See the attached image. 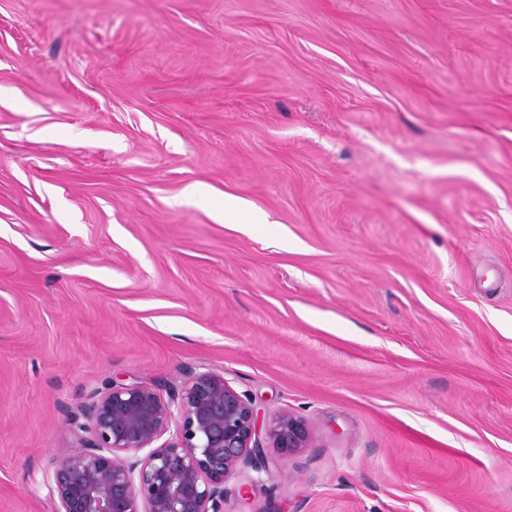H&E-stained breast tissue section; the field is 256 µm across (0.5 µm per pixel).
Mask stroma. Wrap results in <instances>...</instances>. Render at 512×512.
<instances>
[{
    "label": "stroma",
    "instance_id": "1",
    "mask_svg": "<svg viewBox=\"0 0 512 512\" xmlns=\"http://www.w3.org/2000/svg\"><path fill=\"white\" fill-rule=\"evenodd\" d=\"M206 372L311 438L224 512H512V0H0V512Z\"/></svg>",
    "mask_w": 512,
    "mask_h": 512
}]
</instances>
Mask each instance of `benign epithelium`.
<instances>
[{
	"label": "benign epithelium",
	"mask_w": 512,
	"mask_h": 512,
	"mask_svg": "<svg viewBox=\"0 0 512 512\" xmlns=\"http://www.w3.org/2000/svg\"><path fill=\"white\" fill-rule=\"evenodd\" d=\"M71 424L80 451L48 476L57 512H224L229 480L247 496L258 480L246 469L269 473L310 441L301 419L260 415L249 393L216 373L165 395L114 382Z\"/></svg>",
	"instance_id": "benign-epithelium-1"
}]
</instances>
